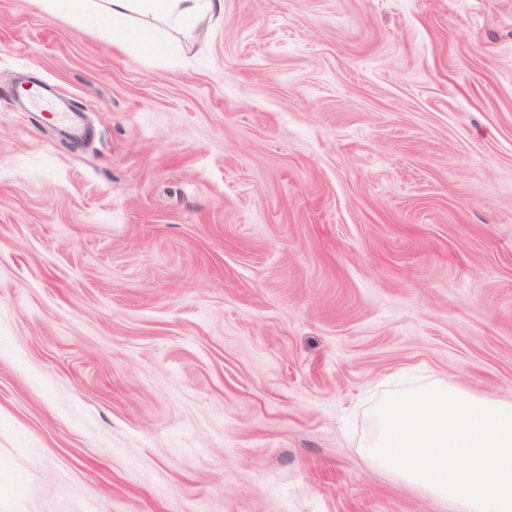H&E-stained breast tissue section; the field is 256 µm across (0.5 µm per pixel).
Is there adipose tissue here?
Instances as JSON below:
<instances>
[{
	"label": "adipose tissue",
	"instance_id": "ef3b65f1",
	"mask_svg": "<svg viewBox=\"0 0 512 512\" xmlns=\"http://www.w3.org/2000/svg\"><path fill=\"white\" fill-rule=\"evenodd\" d=\"M69 13L82 24L94 25L112 32L125 41H134L149 50H159L165 45L159 30L144 26L130 30L128 21L132 14L152 16L165 22L192 29L206 18L222 13L223 0H66Z\"/></svg>",
	"mask_w": 512,
	"mask_h": 512
}]
</instances>
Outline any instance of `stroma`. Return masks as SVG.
<instances>
[{
  "label": "stroma",
  "instance_id": "stroma-1",
  "mask_svg": "<svg viewBox=\"0 0 512 512\" xmlns=\"http://www.w3.org/2000/svg\"><path fill=\"white\" fill-rule=\"evenodd\" d=\"M169 37L0 0V512H448L358 447L512 400V0Z\"/></svg>",
  "mask_w": 512,
  "mask_h": 512
}]
</instances>
